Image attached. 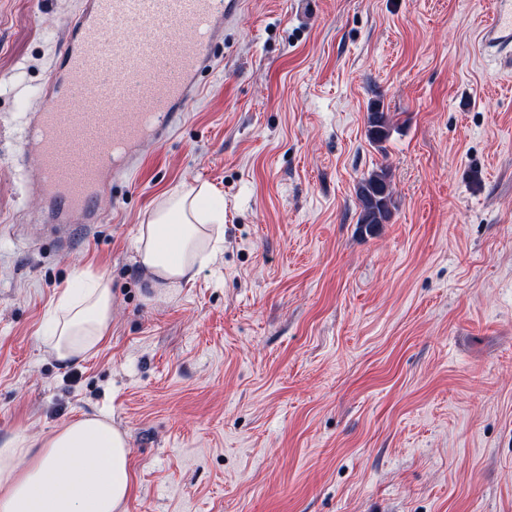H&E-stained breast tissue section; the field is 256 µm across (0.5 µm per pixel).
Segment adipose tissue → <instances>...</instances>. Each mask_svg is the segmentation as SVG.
Wrapping results in <instances>:
<instances>
[{
  "label": "adipose tissue",
  "instance_id": "adipose-tissue-1",
  "mask_svg": "<svg viewBox=\"0 0 512 512\" xmlns=\"http://www.w3.org/2000/svg\"><path fill=\"white\" fill-rule=\"evenodd\" d=\"M208 185L170 192L139 225L136 260L154 299L174 296L224 241V208ZM45 321L44 344L62 367L79 365L112 333L109 279L77 271ZM133 488L128 434L84 415L43 439L19 430L0 440V512H127Z\"/></svg>",
  "mask_w": 512,
  "mask_h": 512
}]
</instances>
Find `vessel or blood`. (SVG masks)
<instances>
[{"instance_id":"vessel-or-blood-1","label":"vessel or blood","mask_w":512,"mask_h":512,"mask_svg":"<svg viewBox=\"0 0 512 512\" xmlns=\"http://www.w3.org/2000/svg\"><path fill=\"white\" fill-rule=\"evenodd\" d=\"M242 0H82L45 74L46 103L21 142L54 230L94 223L113 174L177 124L215 69V40ZM484 51L512 61V0H492Z\"/></svg>"}]
</instances>
